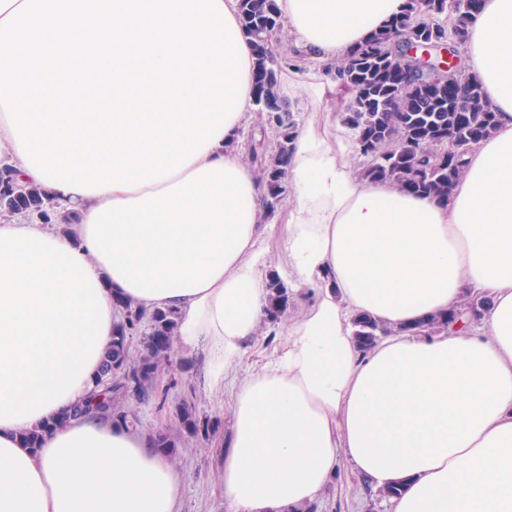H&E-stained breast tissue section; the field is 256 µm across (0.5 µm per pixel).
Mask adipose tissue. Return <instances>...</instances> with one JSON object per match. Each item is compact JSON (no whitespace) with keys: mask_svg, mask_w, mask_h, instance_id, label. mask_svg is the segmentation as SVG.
<instances>
[{"mask_svg":"<svg viewBox=\"0 0 512 512\" xmlns=\"http://www.w3.org/2000/svg\"><path fill=\"white\" fill-rule=\"evenodd\" d=\"M276 5L278 92L299 123L286 222L265 217L245 163L249 94L170 179L96 195L51 187L70 225L0 224V512H178L182 478L153 435L70 415L125 303L175 312V349L201 354L206 389L229 395L226 512H301L343 458L376 487H400L392 512H512V0H481L469 22L465 73L496 126L444 202L357 176L355 139L329 107L345 92L336 59L408 0ZM300 56L314 63L304 74ZM269 237L303 306L274 342L258 334ZM472 294L491 302L480 326L407 333ZM361 314L393 335L360 349Z\"/></svg>","mask_w":512,"mask_h":512,"instance_id":"obj_1","label":"adipose tissue"}]
</instances>
